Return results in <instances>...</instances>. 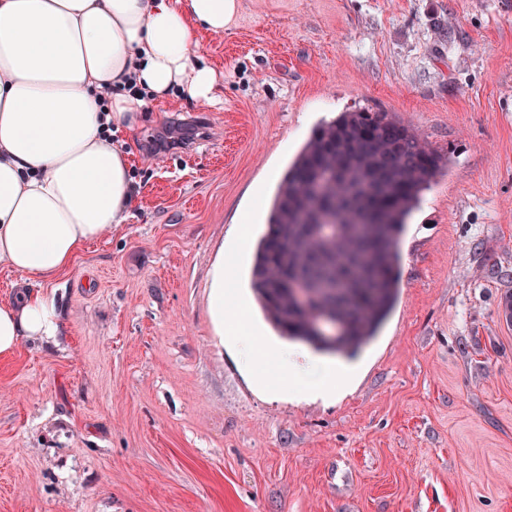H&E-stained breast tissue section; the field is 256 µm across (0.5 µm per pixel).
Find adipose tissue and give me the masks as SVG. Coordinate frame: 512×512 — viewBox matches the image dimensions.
<instances>
[{"instance_id": "ef3b65f1", "label": "adipose tissue", "mask_w": 512, "mask_h": 512, "mask_svg": "<svg viewBox=\"0 0 512 512\" xmlns=\"http://www.w3.org/2000/svg\"><path fill=\"white\" fill-rule=\"evenodd\" d=\"M238 12V0H0V266L51 280L126 221L134 183L117 135L145 105L129 81L157 99L220 104V76L200 62L192 30L223 33ZM59 323L41 292L0 305V354L57 336ZM225 333L245 337L281 393L332 398L352 372L323 359L293 366L239 307Z\"/></svg>"}]
</instances>
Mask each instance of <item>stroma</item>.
<instances>
[{"mask_svg":"<svg viewBox=\"0 0 512 512\" xmlns=\"http://www.w3.org/2000/svg\"><path fill=\"white\" fill-rule=\"evenodd\" d=\"M193 39L224 103L148 102L123 134L126 224L53 281L0 267V304L29 289L62 311L58 336L0 357V512H512V0H240ZM352 110L449 165L356 377L333 400L275 396L218 343L215 273L238 226L266 232L313 128ZM253 254L224 290L305 365L255 300Z\"/></svg>","mask_w":512,"mask_h":512,"instance_id":"35a3bbf8","label":"stroma"}]
</instances>
